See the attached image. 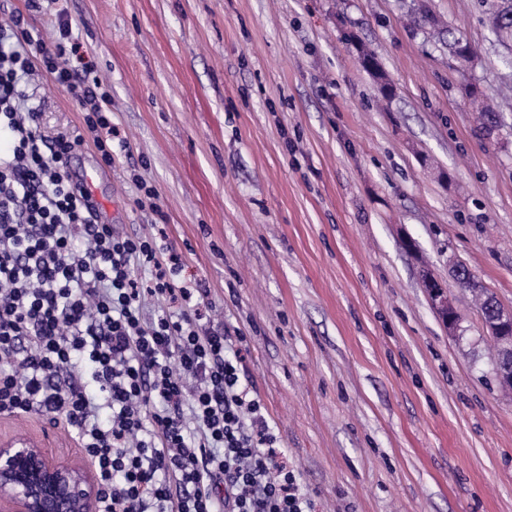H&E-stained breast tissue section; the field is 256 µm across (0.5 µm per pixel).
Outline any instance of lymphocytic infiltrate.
<instances>
[{
  "label": "lymphocytic infiltrate",
  "mask_w": 512,
  "mask_h": 512,
  "mask_svg": "<svg viewBox=\"0 0 512 512\" xmlns=\"http://www.w3.org/2000/svg\"><path fill=\"white\" fill-rule=\"evenodd\" d=\"M45 43L23 14L0 25V415L59 417L93 464L100 512H314L231 336L204 328L207 292L180 278L165 225L99 221L67 171L92 138L130 145L97 64L57 13ZM43 70L82 108L51 137L26 87Z\"/></svg>",
  "instance_id": "1"
}]
</instances>
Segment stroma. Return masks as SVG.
<instances>
[{"label": "stroma", "mask_w": 512, "mask_h": 512, "mask_svg": "<svg viewBox=\"0 0 512 512\" xmlns=\"http://www.w3.org/2000/svg\"><path fill=\"white\" fill-rule=\"evenodd\" d=\"M412 0H58L94 55L129 156L92 141L103 223L168 226L211 324L245 366L316 512H512V392L475 294L512 307V42L487 0H426L475 47L459 70ZM377 56L383 100L359 64ZM497 115L485 133L464 95ZM49 135L82 129L49 77ZM154 187L139 206L138 180ZM463 262L477 289L450 272ZM460 317L452 336L423 274ZM81 450L49 417L0 416V437Z\"/></svg>", "instance_id": "obj_1"}]
</instances>
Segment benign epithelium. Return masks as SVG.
<instances>
[{
	"label": "benign epithelium",
	"mask_w": 512,
	"mask_h": 512,
	"mask_svg": "<svg viewBox=\"0 0 512 512\" xmlns=\"http://www.w3.org/2000/svg\"><path fill=\"white\" fill-rule=\"evenodd\" d=\"M422 284L448 331L458 334L459 316L447 289L430 276ZM483 320L498 346L494 377L512 389V309L494 300ZM99 498L97 475L82 462L55 458L31 439L0 440V512H98Z\"/></svg>",
	"instance_id": "benign-epithelium-1"
}]
</instances>
